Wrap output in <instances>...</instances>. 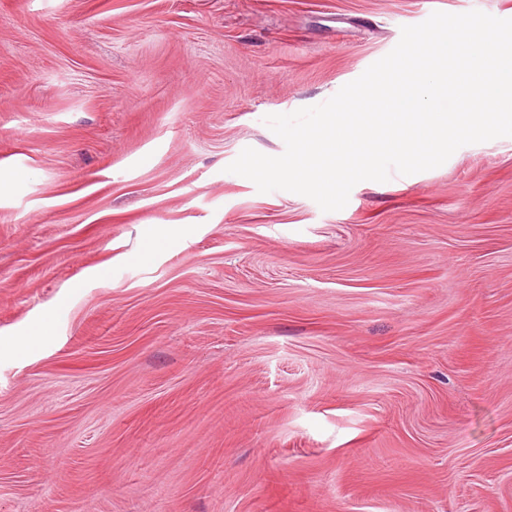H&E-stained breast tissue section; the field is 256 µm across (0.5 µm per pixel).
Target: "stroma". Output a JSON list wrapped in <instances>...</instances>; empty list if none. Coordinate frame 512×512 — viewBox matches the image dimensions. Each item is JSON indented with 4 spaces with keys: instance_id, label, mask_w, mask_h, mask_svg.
<instances>
[{
    "instance_id": "obj_1",
    "label": "stroma",
    "mask_w": 512,
    "mask_h": 512,
    "mask_svg": "<svg viewBox=\"0 0 512 512\" xmlns=\"http://www.w3.org/2000/svg\"><path fill=\"white\" fill-rule=\"evenodd\" d=\"M475 8L0 0V512H512V137L331 212L227 170Z\"/></svg>"
}]
</instances>
